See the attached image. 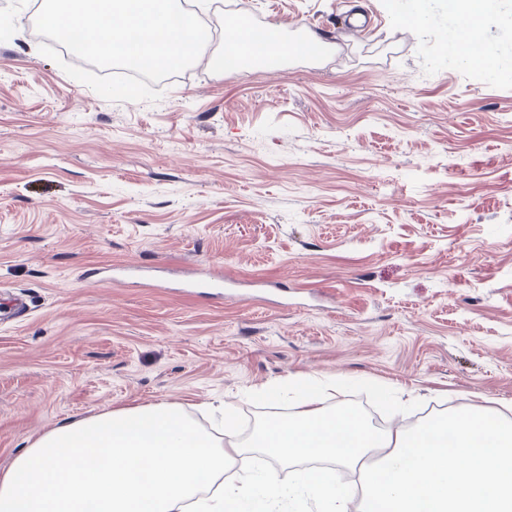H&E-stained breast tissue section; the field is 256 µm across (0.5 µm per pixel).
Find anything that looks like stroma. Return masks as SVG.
I'll return each instance as SVG.
<instances>
[{
    "label": "stroma",
    "instance_id": "35a3bbf8",
    "mask_svg": "<svg viewBox=\"0 0 512 512\" xmlns=\"http://www.w3.org/2000/svg\"><path fill=\"white\" fill-rule=\"evenodd\" d=\"M36 2L0 0V470L127 405L241 440L247 393L295 377L420 401L395 429L512 420V26L484 28L491 69L452 52L448 0H223L331 56H202L126 94L37 33ZM350 9L373 24L341 43ZM202 267L223 287L177 290Z\"/></svg>",
    "mask_w": 512,
    "mask_h": 512
}]
</instances>
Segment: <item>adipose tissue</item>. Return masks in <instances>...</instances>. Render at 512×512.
I'll return each instance as SVG.
<instances>
[{"instance_id": "ef3b65f1", "label": "adipose tissue", "mask_w": 512, "mask_h": 512, "mask_svg": "<svg viewBox=\"0 0 512 512\" xmlns=\"http://www.w3.org/2000/svg\"><path fill=\"white\" fill-rule=\"evenodd\" d=\"M496 0H454L455 42L482 39ZM229 449L168 404L124 406L68 417L0 471V512H279L317 501L348 512L335 478L304 472L283 487L265 476L223 481Z\"/></svg>"}]
</instances>
